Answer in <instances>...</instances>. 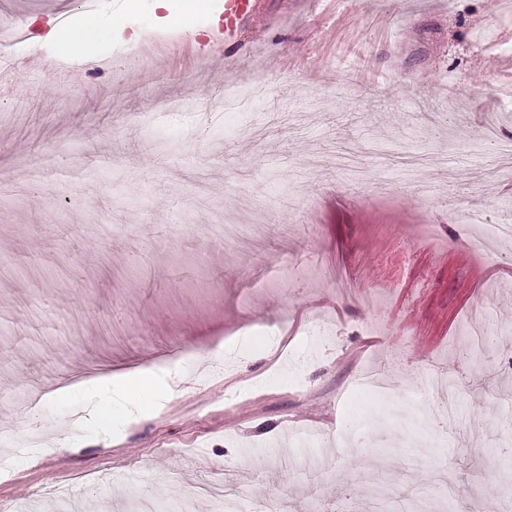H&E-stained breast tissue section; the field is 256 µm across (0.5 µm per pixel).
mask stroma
<instances>
[{"label":"stroma","instance_id":"obj_1","mask_svg":"<svg viewBox=\"0 0 512 512\" xmlns=\"http://www.w3.org/2000/svg\"><path fill=\"white\" fill-rule=\"evenodd\" d=\"M264 5L220 49L223 0H170L174 25L155 0H100L79 58L44 21L79 24L76 0H0V33L25 22L51 62L0 85V512H220L183 493L229 475L284 512L512 498V243L466 219L512 201L482 139L491 119L512 139V0ZM183 97L195 109L160 111ZM484 309L469 364L457 339ZM227 351L229 377L189 381ZM48 359L83 381L56 388ZM368 362L386 393H351ZM435 367L455 422L410 398ZM17 390L41 410L20 415ZM72 474L85 487L56 501Z\"/></svg>","mask_w":512,"mask_h":512}]
</instances>
